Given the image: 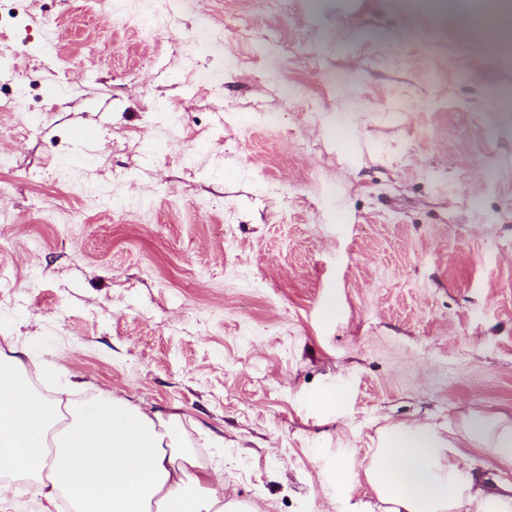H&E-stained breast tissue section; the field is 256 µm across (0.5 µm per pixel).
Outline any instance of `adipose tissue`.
Listing matches in <instances>:
<instances>
[{
	"label": "adipose tissue",
	"instance_id": "adipose-tissue-1",
	"mask_svg": "<svg viewBox=\"0 0 512 512\" xmlns=\"http://www.w3.org/2000/svg\"><path fill=\"white\" fill-rule=\"evenodd\" d=\"M18 355L0 357V500L9 475L31 478L41 512L66 496L73 512H256L189 448L179 412L98 391L90 402L42 397ZM512 458V415L459 412L447 430L393 423L361 468L337 462V486L364 477L377 512H512V482L489 491L473 451Z\"/></svg>",
	"mask_w": 512,
	"mask_h": 512
}]
</instances>
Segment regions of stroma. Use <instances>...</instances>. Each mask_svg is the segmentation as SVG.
<instances>
[{
  "label": "stroma",
  "mask_w": 512,
  "mask_h": 512,
  "mask_svg": "<svg viewBox=\"0 0 512 512\" xmlns=\"http://www.w3.org/2000/svg\"><path fill=\"white\" fill-rule=\"evenodd\" d=\"M0 352L177 407L260 512L512 412V48L428 0H0ZM84 139H75V132Z\"/></svg>",
  "instance_id": "stroma-1"
}]
</instances>
